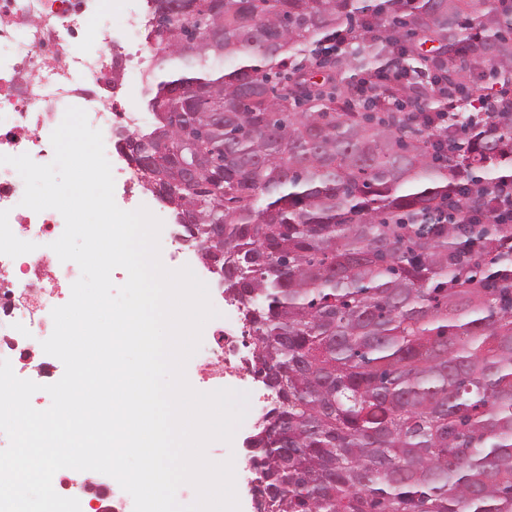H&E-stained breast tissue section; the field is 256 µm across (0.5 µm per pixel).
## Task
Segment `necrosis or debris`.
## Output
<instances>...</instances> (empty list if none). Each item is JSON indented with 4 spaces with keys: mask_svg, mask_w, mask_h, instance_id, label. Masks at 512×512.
Segmentation results:
<instances>
[{
    "mask_svg": "<svg viewBox=\"0 0 512 512\" xmlns=\"http://www.w3.org/2000/svg\"><path fill=\"white\" fill-rule=\"evenodd\" d=\"M124 0H0V154H29L39 164L54 158L53 130L68 108L83 109L104 144L112 142V115L127 126L141 115L119 107L106 84L113 69L140 66L135 39L146 31L147 9L131 12L134 39L112 47V17ZM24 182L17 170L0 165V359L14 373L49 384L57 359L41 346L53 331L51 312L66 304L80 276L76 263L60 261L50 245L65 222L53 209L23 207ZM243 309L229 303L223 323L211 324L208 341L195 355L201 380L223 384L225 375L246 379L252 359L239 347Z\"/></svg>",
    "mask_w": 512,
    "mask_h": 512,
    "instance_id": "necrosis-or-debris-1",
    "label": "necrosis or debris"
}]
</instances>
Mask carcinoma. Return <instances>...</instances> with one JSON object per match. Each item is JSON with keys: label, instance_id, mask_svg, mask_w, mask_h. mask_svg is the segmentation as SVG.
Returning a JSON list of instances; mask_svg holds the SVG:
<instances>
[{"label": "carcinoma", "instance_id": "1", "mask_svg": "<svg viewBox=\"0 0 512 512\" xmlns=\"http://www.w3.org/2000/svg\"><path fill=\"white\" fill-rule=\"evenodd\" d=\"M471 2L147 0L154 119L118 149L193 215L279 398L248 438L257 512H512V224L438 223L467 198L434 141L474 119L424 115L482 56L512 84V7ZM340 25L359 46L338 72L382 62L393 80L478 54L449 58L418 119L355 110L301 82L308 45ZM416 31L430 53L406 46ZM470 137L468 181L489 199L512 177V113Z\"/></svg>", "mask_w": 512, "mask_h": 512}]
</instances>
